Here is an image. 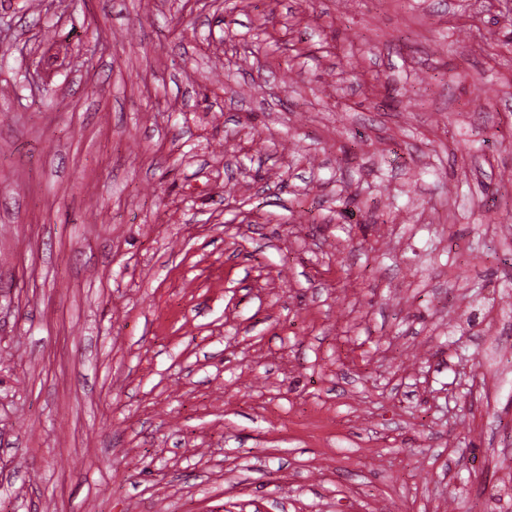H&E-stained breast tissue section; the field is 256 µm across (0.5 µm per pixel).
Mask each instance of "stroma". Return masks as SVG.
I'll return each instance as SVG.
<instances>
[{"label":"stroma","mask_w":512,"mask_h":512,"mask_svg":"<svg viewBox=\"0 0 512 512\" xmlns=\"http://www.w3.org/2000/svg\"><path fill=\"white\" fill-rule=\"evenodd\" d=\"M68 3L0 0V512H512L501 0Z\"/></svg>","instance_id":"stroma-1"}]
</instances>
